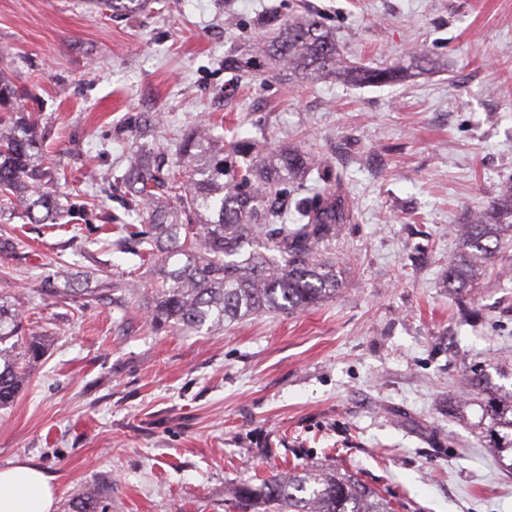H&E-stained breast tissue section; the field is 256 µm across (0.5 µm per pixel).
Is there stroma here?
Masks as SVG:
<instances>
[{
	"instance_id": "obj_1",
	"label": "stroma",
	"mask_w": 512,
	"mask_h": 512,
	"mask_svg": "<svg viewBox=\"0 0 512 512\" xmlns=\"http://www.w3.org/2000/svg\"><path fill=\"white\" fill-rule=\"evenodd\" d=\"M267 10L320 16L351 62L423 47L435 64L308 85L258 52ZM0 74L31 94L60 206L88 203L59 228L0 207V287L48 341L0 408V466L52 475L54 512L92 485L107 512H225L240 485L302 467L353 473L393 512H512L507 432L468 387L512 391V243L470 296L445 285L452 227L512 179V0H151L120 18L0 0ZM212 125L304 145L342 173L353 220L326 246L336 296L195 332L154 329L143 293L122 311L46 295L71 262L149 285L138 257L101 246L128 213L115 179L134 144L172 154Z\"/></svg>"
}]
</instances>
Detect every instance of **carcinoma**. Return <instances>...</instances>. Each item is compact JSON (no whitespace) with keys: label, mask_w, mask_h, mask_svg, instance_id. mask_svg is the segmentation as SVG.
Returning a JSON list of instances; mask_svg holds the SVG:
<instances>
[{"label":"carcinoma","mask_w":512,"mask_h":512,"mask_svg":"<svg viewBox=\"0 0 512 512\" xmlns=\"http://www.w3.org/2000/svg\"><path fill=\"white\" fill-rule=\"evenodd\" d=\"M149 0H91L121 16ZM261 53L312 82L326 76L348 83H388L405 70L345 63L330 29L316 18L270 15L263 22ZM26 92L0 77V198L19 203L33 224L58 223L55 179L46 170L36 119L23 112ZM140 199L132 222L116 225L117 241L138 246L153 266L148 320L155 328L197 331L260 312L289 313L336 295V260L324 245L351 221L343 179L319 156L293 143L274 147L224 136L210 128L186 135L176 161L160 153L137 154L123 178ZM462 251L448 265V287L465 292L479 274L478 261L498 256L512 238V182L486 208L457 225ZM96 288H58L75 302L108 292L121 303L141 283L112 280L104 268L85 270ZM45 353V339L25 335L15 297L0 291V407L9 405L27 369ZM492 420L512 431V393L490 407ZM103 491L82 493L74 512H101ZM239 512H391L388 503L350 474L294 470L272 475L234 495Z\"/></svg>","instance_id":"obj_1"}]
</instances>
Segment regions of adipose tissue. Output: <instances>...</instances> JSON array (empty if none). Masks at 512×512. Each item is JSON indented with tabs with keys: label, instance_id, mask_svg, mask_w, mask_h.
I'll return each mask as SVG.
<instances>
[{
	"label": "adipose tissue",
	"instance_id": "1",
	"mask_svg": "<svg viewBox=\"0 0 512 512\" xmlns=\"http://www.w3.org/2000/svg\"><path fill=\"white\" fill-rule=\"evenodd\" d=\"M56 488L49 475L29 462L0 467V512H52Z\"/></svg>",
	"mask_w": 512,
	"mask_h": 512
}]
</instances>
